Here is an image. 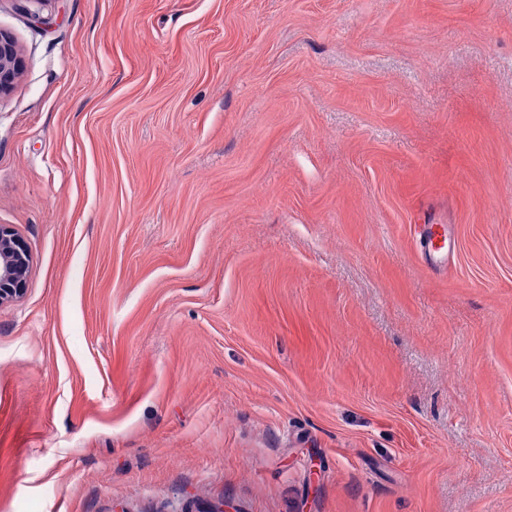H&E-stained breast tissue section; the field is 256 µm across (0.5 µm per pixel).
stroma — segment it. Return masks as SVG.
Here are the masks:
<instances>
[{
	"label": "stroma",
	"instance_id": "1",
	"mask_svg": "<svg viewBox=\"0 0 512 512\" xmlns=\"http://www.w3.org/2000/svg\"><path fill=\"white\" fill-rule=\"evenodd\" d=\"M0 33V512H512V0ZM19 70L20 61L14 42L0 34V96L12 90ZM31 254L15 230L0 225V305L19 299L31 268Z\"/></svg>",
	"mask_w": 512,
	"mask_h": 512
}]
</instances>
